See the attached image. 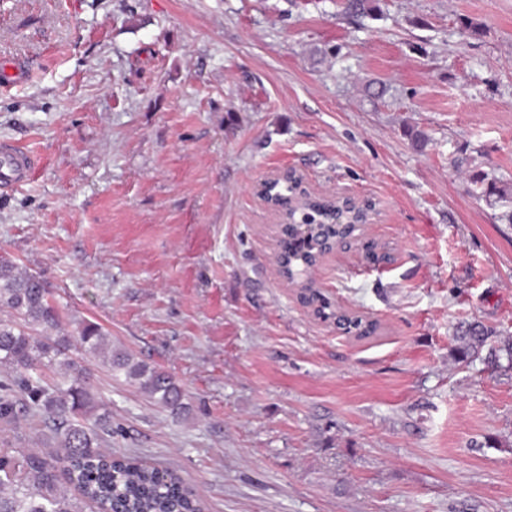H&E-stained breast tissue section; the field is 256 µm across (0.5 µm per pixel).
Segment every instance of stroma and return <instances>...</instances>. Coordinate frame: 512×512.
Segmentation results:
<instances>
[{
    "mask_svg": "<svg viewBox=\"0 0 512 512\" xmlns=\"http://www.w3.org/2000/svg\"><path fill=\"white\" fill-rule=\"evenodd\" d=\"M0 0V143L38 160L0 191V256L63 323L174 376V419L92 364L116 456L205 512H512V374L453 355L512 336V0ZM292 168L376 209L317 285L374 319L337 334L278 275L254 187ZM500 193L480 195L475 175ZM0 448L52 455L39 418Z\"/></svg>",
    "mask_w": 512,
    "mask_h": 512,
    "instance_id": "1",
    "label": "stroma"
}]
</instances>
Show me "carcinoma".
<instances>
[{"mask_svg":"<svg viewBox=\"0 0 512 512\" xmlns=\"http://www.w3.org/2000/svg\"><path fill=\"white\" fill-rule=\"evenodd\" d=\"M305 213L316 235L301 243L280 242L294 275L317 260L315 245L339 243L350 233L331 223L328 204L310 202ZM0 309L6 310L0 317V417L14 418L21 403L51 429L58 448L54 455L30 451L18 458L0 450V512H89L93 506L102 512H202L179 479L101 451L110 412L89 390L86 367L71 355L58 306L39 275L2 256ZM77 333L86 356L124 375L172 416H188V395L172 375L112 348L97 323L84 321ZM490 336L481 323L467 324L456 337V359L512 371V337L491 343ZM47 371L54 375L49 383L43 380Z\"/></svg>","mask_w":512,"mask_h":512,"instance_id":"cac0c4a2","label":"carcinoma"}]
</instances>
